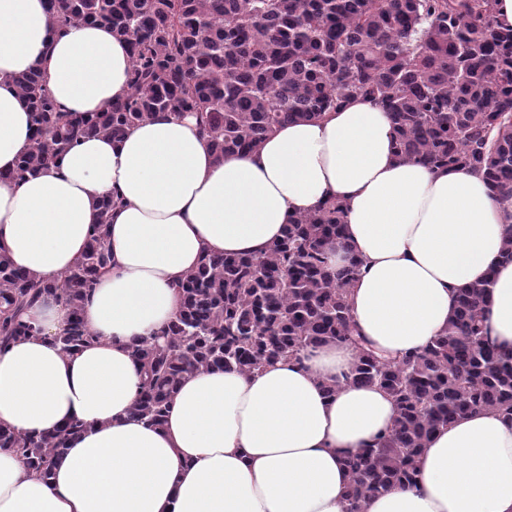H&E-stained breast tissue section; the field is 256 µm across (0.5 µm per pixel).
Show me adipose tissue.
<instances>
[{"mask_svg": "<svg viewBox=\"0 0 512 512\" xmlns=\"http://www.w3.org/2000/svg\"><path fill=\"white\" fill-rule=\"evenodd\" d=\"M46 0H0V171L30 142L14 79L40 68L60 108L83 115L125 95L127 43L104 26L48 34ZM110 218L112 271L83 311L96 342L66 354L69 309H28L37 332L0 351V423L42 434L70 419L49 479L0 449V512H345L346 453L389 429L392 398L344 384L356 358L325 342L261 372L210 369L181 381L162 426L133 417L143 382L132 345L180 308L178 280L204 254L264 256L289 217L334 197L346 205L331 263L362 262L351 287L356 330L399 357L448 326L461 289L491 280L487 328L512 350V262L499 255L512 201L480 174L395 155L389 113L357 97L319 121L279 127L256 151L216 160L195 120L159 112L122 140L90 137L60 167L0 182V245L36 278L59 279L84 251L97 201ZM341 382L335 397L323 386ZM420 481L368 497L363 512H512V422L479 410L435 431Z\"/></svg>", "mask_w": 512, "mask_h": 512, "instance_id": "1", "label": "adipose tissue"}]
</instances>
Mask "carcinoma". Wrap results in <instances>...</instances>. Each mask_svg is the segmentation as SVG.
<instances>
[{"label":"carcinoma","instance_id":"cac0c4a2","mask_svg":"<svg viewBox=\"0 0 512 512\" xmlns=\"http://www.w3.org/2000/svg\"><path fill=\"white\" fill-rule=\"evenodd\" d=\"M497 0H48L49 29L102 24L129 46V92L94 114L52 99L40 69L15 79L32 117L28 148L0 181L14 183L61 162L85 137L122 139L157 112L193 117L217 159L257 149L278 127L321 120L354 97L390 112L396 155L426 166L466 167L512 199V28ZM112 193L97 203L84 252L54 282L16 266L0 246V349L30 336L25 311L48 296L70 308L56 336L66 353L93 342L83 307L112 270L106 242ZM344 205L329 198L291 216L260 258L204 255L178 282L180 310L132 347L144 372L133 415L163 425L174 390L192 373L252 374L326 341L357 357L344 384L378 386L393 400L391 427L345 456V512L370 495L415 488L431 434L477 410L512 419V352L487 339L492 280L462 289L448 328L425 348L388 359L354 335V257L328 263L342 238ZM70 421L32 435L0 423V448L46 479L71 436Z\"/></svg>","mask_w":512,"mask_h":512}]
</instances>
